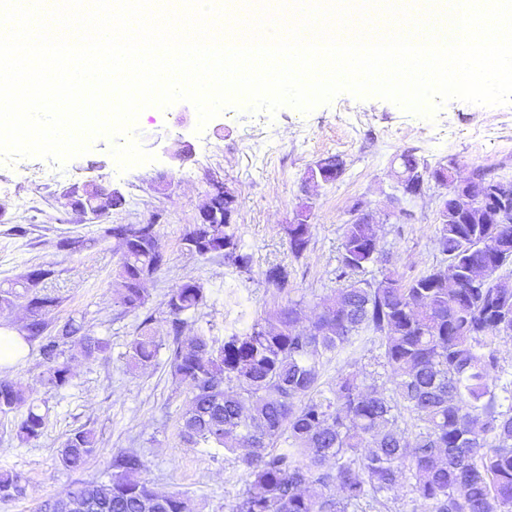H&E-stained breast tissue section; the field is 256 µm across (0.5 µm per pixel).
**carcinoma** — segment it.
Here are the masks:
<instances>
[{"instance_id": "cac0c4a2", "label": "carcinoma", "mask_w": 512, "mask_h": 512, "mask_svg": "<svg viewBox=\"0 0 512 512\" xmlns=\"http://www.w3.org/2000/svg\"><path fill=\"white\" fill-rule=\"evenodd\" d=\"M471 186L494 194L512 210V181L482 175ZM89 211L117 203L105 188L87 190ZM313 225L285 227L291 253L307 251ZM122 262L115 288L128 311L145 304L143 283L166 264L157 225L115 224ZM373 228L346 224L336 281L321 299L310 331L298 329L300 303L290 301L271 318L255 321L215 346L204 333L183 336L203 304L202 285L190 279L166 301L168 363L185 387L190 407L181 435L195 447L235 453L248 478L237 512H357L363 503L386 507L406 485L428 512H512V378L502 366L499 344L512 341V214L501 224L461 219L439 225L441 253L455 271L433 267L404 281L383 249L372 254ZM185 249L201 257L223 254L239 271L251 268L248 253L230 224H206ZM378 267L380 281L365 278ZM55 271L40 266L21 276L22 291H0V308L24 300L26 340L43 359L40 380L60 387L69 381L64 346L78 343L87 360L107 342L70 320L49 335L46 319L61 298L41 287ZM267 282L288 287V271L272 266ZM145 317L128 344L132 370L151 366L163 345ZM383 348L385 380L369 383L356 371L321 382L323 360L339 356L363 336ZM23 412L16 436L24 444L43 434L45 417L25 390L0 381V414ZM94 433L79 430L64 443V467L77 469L95 448ZM146 462L134 450L112 461L108 485L86 484L69 495H88L103 512H186L177 492L160 493L144 477ZM22 493L18 476L0 473V497Z\"/></svg>"}]
</instances>
